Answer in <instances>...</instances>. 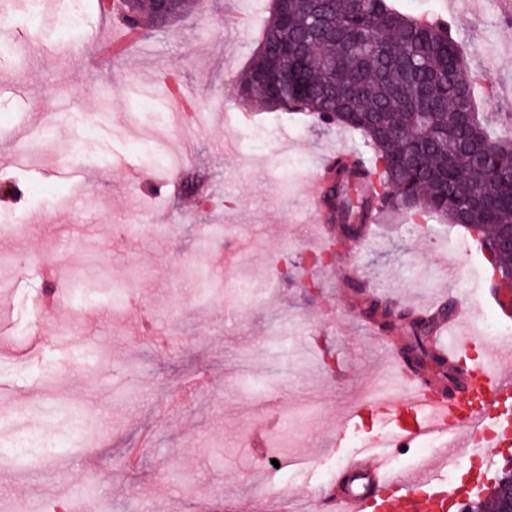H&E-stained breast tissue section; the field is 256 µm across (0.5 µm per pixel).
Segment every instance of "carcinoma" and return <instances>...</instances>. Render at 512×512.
I'll list each match as a JSON object with an SVG mask.
<instances>
[{"label": "carcinoma", "instance_id": "cac0c4a2", "mask_svg": "<svg viewBox=\"0 0 512 512\" xmlns=\"http://www.w3.org/2000/svg\"><path fill=\"white\" fill-rule=\"evenodd\" d=\"M112 14L161 22L153 0H112ZM240 98L269 112H306L323 127L364 138L366 166L336 157L330 195L337 233L356 241L372 201L351 200L352 180L378 179L375 198L410 216L436 215L477 235L494 287L512 288V126L497 133L500 113L478 112L458 36L448 25H424L394 0H271L257 49L238 83ZM382 333L407 335L400 357L428 386L422 361L441 368L448 390L464 373L431 350L434 321L374 300Z\"/></svg>", "mask_w": 512, "mask_h": 512}]
</instances>
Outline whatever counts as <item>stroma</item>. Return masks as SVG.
<instances>
[{"label":"stroma","instance_id":"1","mask_svg":"<svg viewBox=\"0 0 512 512\" xmlns=\"http://www.w3.org/2000/svg\"><path fill=\"white\" fill-rule=\"evenodd\" d=\"M52 12L78 7L82 23L72 39L80 61L50 52L25 15V0H9L14 42H0V72L22 87L27 114L0 95V223L26 217L20 235L0 237V383L15 385L9 399L23 408L27 393L81 409L86 447L79 468L38 475L0 468V512L26 503L52 512L80 498L112 512H260L265 502L309 496L329 512L326 494L352 451L329 454L336 419L354 392L384 371L391 351L379 343L365 307L342 286L345 247L335 232L319 242L303 200L326 159L360 150V137L325 129L301 112L245 108L237 85L253 53L268 0H200L121 53L98 54L97 43L124 26L98 0H46ZM414 16L447 15L459 34L480 111L512 112V25L499 0H398ZM71 91L77 114L59 116L50 139L29 146L24 170L8 163L6 140L23 121L50 113L55 91ZM179 94L191 106L169 115L164 148L180 162L157 167L135 145L143 135L138 101ZM95 114L94 141L79 133ZM270 139L254 149L251 132ZM74 159L78 181L55 177ZM176 177L178 196L166 182ZM144 213L142 235L112 237L111 225ZM237 227L236 245H205L216 225ZM377 245L356 257L359 275L383 299L439 297L482 332L485 320L511 326L495 299L491 271L473 238L438 217L413 219L391 211L372 225ZM69 253L47 279L26 275L18 257ZM130 282L132 297L113 316L112 287ZM286 320L275 331L273 318ZM69 329L96 347L91 374L58 377L45 390L38 379L68 364L43 336ZM132 336L152 344L131 350ZM274 359L282 376L263 393L239 381L243 361ZM210 397V414L193 407ZM295 410L283 458L303 455L309 466L289 481L256 493L257 461L273 451L281 407ZM180 444L162 447L161 435ZM141 464L125 467L128 449Z\"/></svg>","mask_w":512,"mask_h":512}]
</instances>
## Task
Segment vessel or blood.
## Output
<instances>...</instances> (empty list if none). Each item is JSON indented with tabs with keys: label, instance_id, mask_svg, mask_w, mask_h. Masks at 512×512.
Here are the masks:
<instances>
[{
	"label": "vessel or blood",
	"instance_id": "obj_1",
	"mask_svg": "<svg viewBox=\"0 0 512 512\" xmlns=\"http://www.w3.org/2000/svg\"><path fill=\"white\" fill-rule=\"evenodd\" d=\"M331 180L327 168H320L306 197L315 223L328 221L325 194ZM458 324V316L452 315L431 329L434 349L449 364L467 365L454 394L414 385L397 363L393 370L398 384L363 389L340 416L330 444L334 451L344 447L365 414H372L386 431L363 438L350 464L337 474L329 496L337 512H463L447 475L456 472L465 457L481 455L479 437L495 434L500 446L512 441V356L480 351L481 337L456 335ZM443 435L449 436V443L422 456L409 472L390 470L389 449Z\"/></svg>",
	"mask_w": 512,
	"mask_h": 512
}]
</instances>
